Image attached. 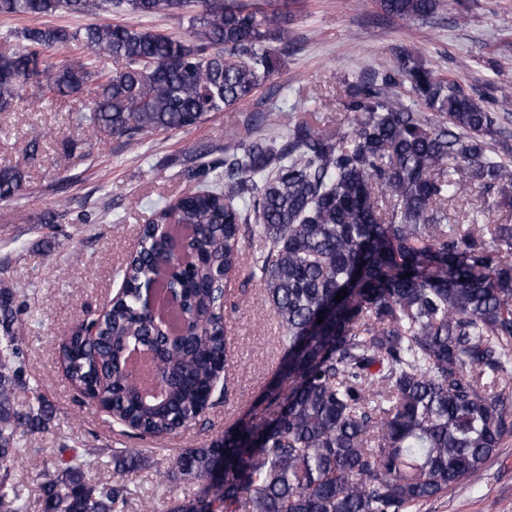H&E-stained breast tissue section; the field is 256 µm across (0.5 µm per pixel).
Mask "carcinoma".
Returning <instances> with one entry per match:
<instances>
[{"instance_id": "carcinoma-1", "label": "carcinoma", "mask_w": 512, "mask_h": 512, "mask_svg": "<svg viewBox=\"0 0 512 512\" xmlns=\"http://www.w3.org/2000/svg\"><path fill=\"white\" fill-rule=\"evenodd\" d=\"M188 37L133 24L80 30L33 26L0 53V112L34 80L57 100L95 85L88 125L127 143L193 130L249 100L278 69L265 43L288 46L278 18L232 0H107L117 13L175 15L192 3ZM401 20L426 19L439 0H380ZM94 0H0V14L88 13ZM82 45L77 63L45 61ZM102 57L122 63L104 72ZM420 112L392 100L391 76L353 85L351 129L288 123L279 141L253 135L202 145L180 176L195 184L159 210L121 266L122 292L59 348L71 385L141 437L166 438L211 407L215 377L232 359L220 284L244 273L280 329L269 416L182 451L175 468L200 482L169 512H412L479 478L512 438V222L453 224L448 201L479 185L512 209V146L481 100L409 54L398 58ZM18 165L0 167V201L24 188ZM258 239L250 264L244 243ZM410 277H404V274ZM151 283L183 301L169 343L141 302ZM343 299L334 301L338 291ZM27 294L0 279V512H25L10 471L25 435L45 430L51 405L23 377L20 307ZM324 317L317 323L318 317ZM152 354L153 391L127 366ZM32 393L28 410L15 407ZM224 458V483L209 478ZM110 482L90 483L79 456L47 472L42 512H127L147 458H112Z\"/></svg>"}]
</instances>
